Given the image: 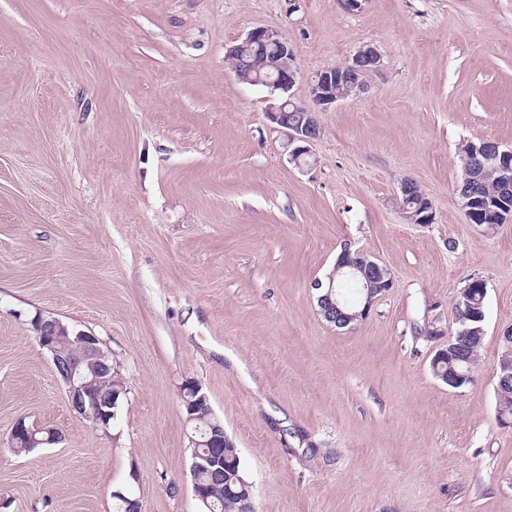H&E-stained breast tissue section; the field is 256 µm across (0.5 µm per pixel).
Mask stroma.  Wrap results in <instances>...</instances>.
<instances>
[{"instance_id":"stroma-1","label":"stroma","mask_w":512,"mask_h":512,"mask_svg":"<svg viewBox=\"0 0 512 512\" xmlns=\"http://www.w3.org/2000/svg\"><path fill=\"white\" fill-rule=\"evenodd\" d=\"M259 26L294 44L298 101L317 71L381 55L301 165L277 93L224 62ZM480 140L512 147V0H0V512H116L120 493L201 512L189 381L256 512H512V220L486 231L461 206L460 148ZM407 179L433 223L405 219ZM346 246L392 286L339 328L314 283ZM474 279L479 366L452 389L430 362ZM39 314L117 364L109 430L72 414ZM21 420L61 442L14 452Z\"/></svg>"}]
</instances>
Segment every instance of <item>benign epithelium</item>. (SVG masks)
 Here are the masks:
<instances>
[{"instance_id":"7a95c632","label":"benign epithelium","mask_w":512,"mask_h":512,"mask_svg":"<svg viewBox=\"0 0 512 512\" xmlns=\"http://www.w3.org/2000/svg\"><path fill=\"white\" fill-rule=\"evenodd\" d=\"M256 46L268 50L265 62L258 67L238 65L233 68V72L244 82L260 84L284 94L271 107L269 117L286 136L292 160L299 162L310 156L311 145L320 138L321 129L316 111L294 101L290 94L301 75L295 47L279 31L256 27L226 53L225 59L238 61ZM379 62L380 55L377 50L366 45L353 55L351 61L318 71L309 83L313 103L326 106L358 95L364 90L363 74L376 68ZM468 150L483 155L491 170L498 173L502 183L512 184V148L503 149L495 143L481 141L471 144ZM462 206L470 219L480 213L501 222L512 217V203L501 199L489 201L477 196L462 201ZM405 217L412 224L433 223L431 202L425 197L421 198L418 208L405 213ZM340 263L361 281L362 309L350 314L344 311L341 301L332 299L329 293L324 299L318 298V301L322 303L329 300L328 309L321 311V314L330 323L343 326L353 319L367 317L375 301L392 287V279L389 273L381 270L379 263L366 261L361 252L353 251L347 246L340 253ZM59 328V320L40 318L39 343L51 353L55 372L66 387L68 402L75 417L105 431L109 427V421L116 418L117 411L113 410L117 405L116 396L95 395L91 389L103 382L108 373L106 352L101 348L98 337L80 331L76 334L74 343L82 348V353H67L59 345ZM184 392L197 396L194 401H185L188 410L194 411L199 406L208 404V399L201 393L198 384H187Z\"/></svg>"}]
</instances>
